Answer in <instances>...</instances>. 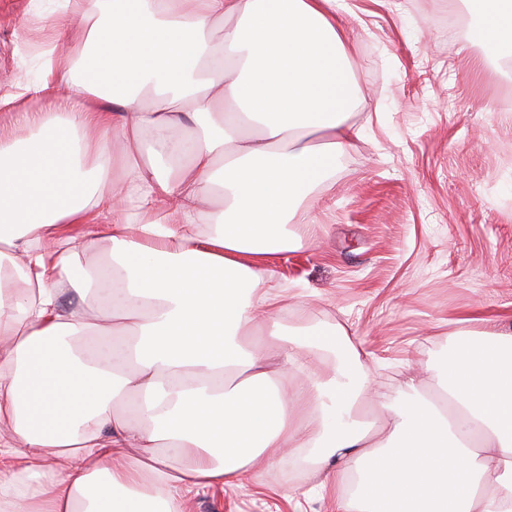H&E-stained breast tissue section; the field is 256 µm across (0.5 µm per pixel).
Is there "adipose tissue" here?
I'll use <instances>...</instances> for the list:
<instances>
[{
    "mask_svg": "<svg viewBox=\"0 0 512 512\" xmlns=\"http://www.w3.org/2000/svg\"><path fill=\"white\" fill-rule=\"evenodd\" d=\"M470 4V41L511 59L512 0ZM346 7L75 0L54 17L82 52L28 88L54 111L0 143V512H186L289 461L333 512H512V330L457 332L446 410L414 377L406 402L361 379L336 329L250 340L278 316L262 283L286 224L362 135ZM102 243L105 269H83Z\"/></svg>",
    "mask_w": 512,
    "mask_h": 512,
    "instance_id": "ef3b65f1",
    "label": "adipose tissue"
}]
</instances>
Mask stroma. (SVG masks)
I'll use <instances>...</instances> for the list:
<instances>
[{
  "instance_id": "1",
  "label": "stroma",
  "mask_w": 512,
  "mask_h": 512,
  "mask_svg": "<svg viewBox=\"0 0 512 512\" xmlns=\"http://www.w3.org/2000/svg\"><path fill=\"white\" fill-rule=\"evenodd\" d=\"M347 0L338 15L361 89V141L336 160L296 216L302 240L271 261L284 332L342 327L359 371L394 398L413 369L427 395L452 333L512 329V95L466 30L448 28L450 2ZM58 0H0V139L26 136L21 114L53 110L26 86L51 77L38 46L73 42L48 19ZM293 468L237 489H207L188 512H329Z\"/></svg>"
}]
</instances>
